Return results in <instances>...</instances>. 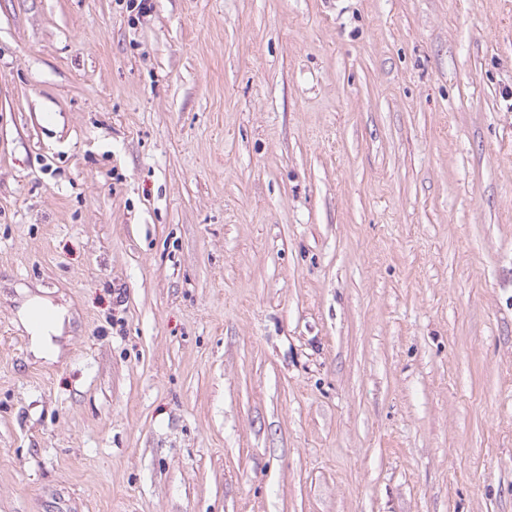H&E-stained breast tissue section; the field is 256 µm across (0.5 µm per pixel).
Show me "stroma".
<instances>
[{
  "instance_id": "1",
  "label": "stroma",
  "mask_w": 512,
  "mask_h": 512,
  "mask_svg": "<svg viewBox=\"0 0 512 512\" xmlns=\"http://www.w3.org/2000/svg\"><path fill=\"white\" fill-rule=\"evenodd\" d=\"M127 3L0 0V512H512V0ZM18 315L29 334L32 353L45 360H57L61 351L53 340L60 336L65 320H70L68 309L33 295L22 304Z\"/></svg>"
}]
</instances>
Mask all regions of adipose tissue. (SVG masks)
Listing matches in <instances>:
<instances>
[{"label": "adipose tissue", "mask_w": 512, "mask_h": 512, "mask_svg": "<svg viewBox=\"0 0 512 512\" xmlns=\"http://www.w3.org/2000/svg\"><path fill=\"white\" fill-rule=\"evenodd\" d=\"M68 318L66 307L37 295L28 297L22 304L19 320L29 334L30 349L36 357L51 361L58 359L60 348L54 338L60 335Z\"/></svg>", "instance_id": "ef3b65f1"}]
</instances>
